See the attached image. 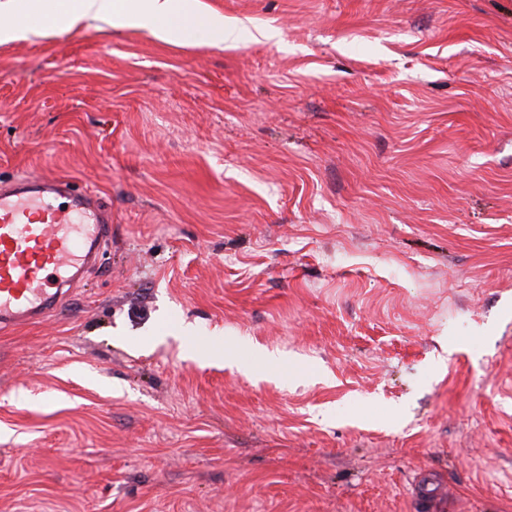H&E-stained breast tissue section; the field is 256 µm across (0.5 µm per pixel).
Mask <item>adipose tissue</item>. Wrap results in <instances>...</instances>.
Wrapping results in <instances>:
<instances>
[{
	"mask_svg": "<svg viewBox=\"0 0 512 512\" xmlns=\"http://www.w3.org/2000/svg\"><path fill=\"white\" fill-rule=\"evenodd\" d=\"M95 23L143 30L166 44L198 40L221 49L236 41L235 23L201 0H0V46Z\"/></svg>",
	"mask_w": 512,
	"mask_h": 512,
	"instance_id": "adipose-tissue-1",
	"label": "adipose tissue"
}]
</instances>
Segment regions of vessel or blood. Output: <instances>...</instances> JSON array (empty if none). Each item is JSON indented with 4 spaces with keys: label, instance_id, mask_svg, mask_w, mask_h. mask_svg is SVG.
Masks as SVG:
<instances>
[{
    "label": "vessel or blood",
    "instance_id": "obj_1",
    "mask_svg": "<svg viewBox=\"0 0 512 512\" xmlns=\"http://www.w3.org/2000/svg\"><path fill=\"white\" fill-rule=\"evenodd\" d=\"M112 219L89 187L53 176L0 181V329L41 322L97 265Z\"/></svg>",
    "mask_w": 512,
    "mask_h": 512
}]
</instances>
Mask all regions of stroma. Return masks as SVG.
I'll return each instance as SVG.
<instances>
[{
  "instance_id": "35a3bbf8",
  "label": "stroma",
  "mask_w": 512,
  "mask_h": 512,
  "mask_svg": "<svg viewBox=\"0 0 512 512\" xmlns=\"http://www.w3.org/2000/svg\"><path fill=\"white\" fill-rule=\"evenodd\" d=\"M202 2L0 48V179L112 207L0 331V512H512V0Z\"/></svg>"
}]
</instances>
